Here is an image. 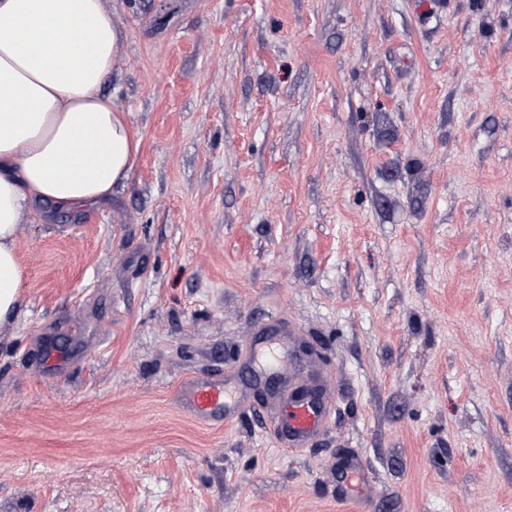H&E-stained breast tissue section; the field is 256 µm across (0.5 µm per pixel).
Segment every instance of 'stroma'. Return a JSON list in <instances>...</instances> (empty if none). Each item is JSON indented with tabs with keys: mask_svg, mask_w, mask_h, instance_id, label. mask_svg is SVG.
<instances>
[{
	"mask_svg": "<svg viewBox=\"0 0 512 512\" xmlns=\"http://www.w3.org/2000/svg\"><path fill=\"white\" fill-rule=\"evenodd\" d=\"M419 2L105 0L141 153L19 226L0 512H512V0ZM272 323L321 356L307 448L253 393ZM215 374L234 424L179 408Z\"/></svg>",
	"mask_w": 512,
	"mask_h": 512,
	"instance_id": "1",
	"label": "stroma"
}]
</instances>
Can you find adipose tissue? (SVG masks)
Returning <instances> with one entry per match:
<instances>
[{
    "label": "adipose tissue",
    "mask_w": 512,
    "mask_h": 512,
    "mask_svg": "<svg viewBox=\"0 0 512 512\" xmlns=\"http://www.w3.org/2000/svg\"><path fill=\"white\" fill-rule=\"evenodd\" d=\"M120 40L104 0H0V324L23 219L98 204L133 173L140 143L101 91Z\"/></svg>",
    "instance_id": "ef3b65f1"
}]
</instances>
